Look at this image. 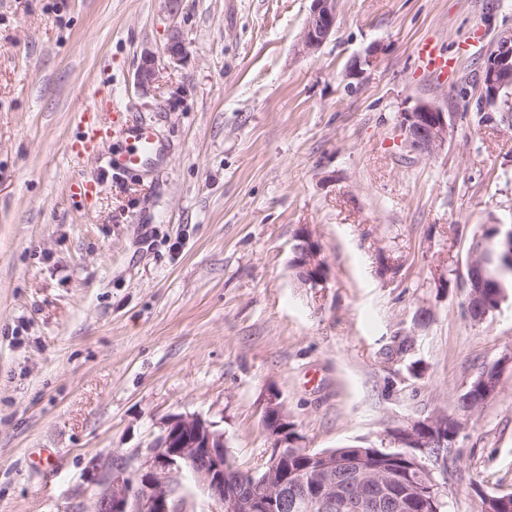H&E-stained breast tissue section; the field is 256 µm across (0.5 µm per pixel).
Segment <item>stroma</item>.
I'll list each match as a JSON object with an SVG mask.
<instances>
[{
	"label": "stroma",
	"instance_id": "obj_1",
	"mask_svg": "<svg viewBox=\"0 0 512 512\" xmlns=\"http://www.w3.org/2000/svg\"><path fill=\"white\" fill-rule=\"evenodd\" d=\"M310 5L0 0V512H86L113 457L178 414L214 422L245 471L273 399L301 447L386 448L512 351V297L475 324L459 285L474 234L512 224V118L480 84L512 0H339L307 54ZM114 93L163 164L117 176L121 135L85 141L88 99ZM421 101L449 114L430 158L399 140ZM301 229L317 288L291 267ZM455 448L449 512L512 492V369ZM135 79L138 88L144 92H148L156 84L158 69L153 52L147 50L143 53ZM297 245L293 248L292 268L297 280L308 288H317L326 280L324 263L320 259V248L308 233L296 236Z\"/></svg>",
	"mask_w": 512,
	"mask_h": 512
}]
</instances>
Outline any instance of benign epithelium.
Instances as JSON below:
<instances>
[{
	"mask_svg": "<svg viewBox=\"0 0 512 512\" xmlns=\"http://www.w3.org/2000/svg\"><path fill=\"white\" fill-rule=\"evenodd\" d=\"M338 0H312L300 36L302 51L318 50L333 33ZM164 54L174 61L186 54L180 32L170 31ZM144 92L158 81L155 56L145 51L135 75ZM482 99L495 105L512 95V33L499 36L485 56L481 78ZM448 113L421 102L409 112L399 113L402 144L422 156H434L448 144ZM491 232L472 241L465 287L466 310L483 311L489 301L508 300L506 281L487 274L479 257L487 245L498 242L503 256L512 255V228L490 225ZM292 268L305 287L316 288L325 280L320 248L311 236H296ZM512 366V352L493 365L497 376L481 378L484 401L497 393L498 373ZM262 424L271 441L269 458L262 464L266 475L254 478L228 465L224 456V433L198 416L178 415L170 419L143 456L112 458L108 480L93 493L91 512H189L180 493L179 478L186 471L204 486L217 512H403L418 505L421 512H439L438 503L447 495L434 477L442 457L429 452L432 444L448 443L444 414L390 432L397 451L377 447L313 450L298 446L293 425L282 405L270 402ZM302 459L290 479L291 460Z\"/></svg>",
	"mask_w": 512,
	"mask_h": 512,
	"instance_id": "benign-epithelium-1",
	"label": "benign epithelium"
}]
</instances>
